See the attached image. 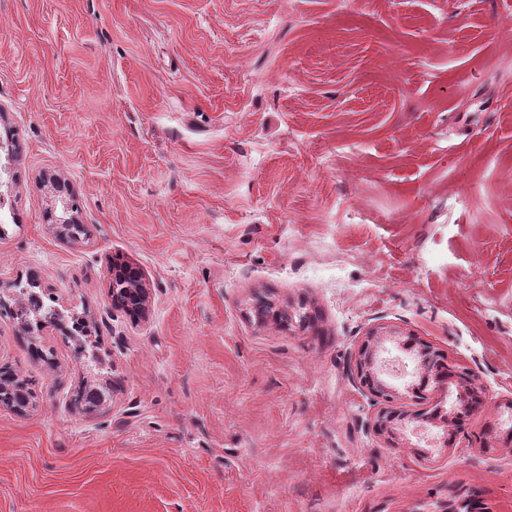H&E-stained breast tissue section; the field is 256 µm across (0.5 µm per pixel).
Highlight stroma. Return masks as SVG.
Listing matches in <instances>:
<instances>
[{
  "mask_svg": "<svg viewBox=\"0 0 512 512\" xmlns=\"http://www.w3.org/2000/svg\"><path fill=\"white\" fill-rule=\"evenodd\" d=\"M0 284L83 312L98 367L0 312V512H512L506 0H0ZM87 233L56 238L42 173ZM139 267L146 318L113 309ZM470 369L488 409L420 457L372 430V327ZM111 382L94 410L84 387ZM121 282L130 295L124 307L121 309L134 318H144L149 311L150 292L147 288L143 272L128 263L112 264V290H115ZM112 307L119 308L126 301V294L119 285L116 292H112Z\"/></svg>",
  "mask_w": 512,
  "mask_h": 512,
  "instance_id": "stroma-1",
  "label": "stroma"
}]
</instances>
